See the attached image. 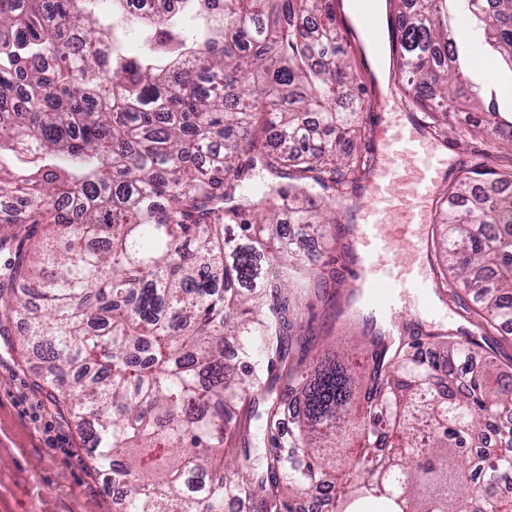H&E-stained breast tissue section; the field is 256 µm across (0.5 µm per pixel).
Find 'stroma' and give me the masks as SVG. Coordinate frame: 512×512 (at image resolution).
<instances>
[{
  "label": "stroma",
  "mask_w": 512,
  "mask_h": 512,
  "mask_svg": "<svg viewBox=\"0 0 512 512\" xmlns=\"http://www.w3.org/2000/svg\"><path fill=\"white\" fill-rule=\"evenodd\" d=\"M352 0H338L336 25L339 42L347 52L357 82L372 99L370 110L362 112L361 122L368 134L361 141V153L377 156L381 150L378 133L383 126L402 121L423 123L422 112L404 98L393 65L391 34L381 27L378 41L385 47L382 58H375L370 43L361 37V22L351 10ZM496 65V75L486 79L473 67L465 68L467 84L483 94H496L502 120H512V69ZM446 132L434 135L438 151L445 155V168L437 191L457 184L477 162L493 169L512 167V155L498 148L487 132L464 126L456 112L449 110ZM365 188H358L353 199L340 205L338 224L325 225L322 235L300 241V252L314 259L332 261L341 288H327L324 299L302 298L300 336L312 347L339 351L348 342L362 339V318L369 310L355 302L349 313L337 314L348 289L354 286L357 263L348 245L350 235L339 234V227L358 228L362 222L361 203ZM443 310L430 316H417L415 322L396 319L388 329L394 336L427 331L463 335L477 329L478 319L469 314L452 295H441ZM0 512H113L112 490L91 469L86 448L67 412L56 408L49 392L40 387L22 362L11 336H0Z\"/></svg>",
  "instance_id": "stroma-1"
}]
</instances>
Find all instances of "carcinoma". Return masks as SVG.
Listing matches in <instances>:
<instances>
[{"label": "carcinoma", "mask_w": 512, "mask_h": 512, "mask_svg": "<svg viewBox=\"0 0 512 512\" xmlns=\"http://www.w3.org/2000/svg\"><path fill=\"white\" fill-rule=\"evenodd\" d=\"M512 64V0H395L401 90L432 122L464 96L448 2ZM105 0H0V329L53 389L117 491L115 512H512V374L475 342L369 338L371 360L292 352L301 297L335 280L295 237L336 224L370 168L338 148L372 107L333 0H180L93 19ZM146 50L130 56L131 31ZM465 121L512 148L494 101ZM261 168L287 184L250 191ZM320 188L321 206H307ZM288 214L293 230L278 216ZM448 274L512 331V170L440 197ZM236 345L233 357L224 345ZM293 398L287 436L276 421ZM263 405L255 467L236 407ZM477 448L466 455L462 448Z\"/></svg>", "instance_id": "cac0c4a2"}]
</instances>
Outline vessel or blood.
Here are the masks:
<instances>
[{"instance_id":"b4317fda","label":"vessel or blood","mask_w":512,"mask_h":512,"mask_svg":"<svg viewBox=\"0 0 512 512\" xmlns=\"http://www.w3.org/2000/svg\"><path fill=\"white\" fill-rule=\"evenodd\" d=\"M380 137L383 156L367 176L363 222L354 237L361 256L355 275L370 307L402 317L426 298L430 272L423 256L435 219L428 201L444 160L415 126L385 128ZM404 235L411 236V248L395 251L394 240Z\"/></svg>"}]
</instances>
